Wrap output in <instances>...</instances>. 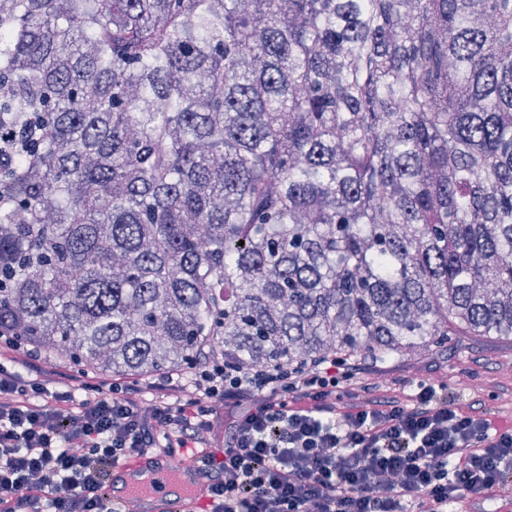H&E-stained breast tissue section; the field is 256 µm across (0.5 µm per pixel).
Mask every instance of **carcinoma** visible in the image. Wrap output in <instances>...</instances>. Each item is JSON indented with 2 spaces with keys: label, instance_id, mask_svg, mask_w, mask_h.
I'll return each instance as SVG.
<instances>
[{
  "label": "carcinoma",
  "instance_id": "cac0c4a2",
  "mask_svg": "<svg viewBox=\"0 0 512 512\" xmlns=\"http://www.w3.org/2000/svg\"><path fill=\"white\" fill-rule=\"evenodd\" d=\"M0 115V330L82 374L512 336V0H0ZM16 138L13 128L7 132L0 128V171L11 166L12 159L19 154L20 147L23 151H27L23 144L17 142Z\"/></svg>",
  "mask_w": 512,
  "mask_h": 512
}]
</instances>
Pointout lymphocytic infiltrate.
Masks as SVG:
<instances>
[{
    "label": "lymphocytic infiltrate",
    "mask_w": 512,
    "mask_h": 512,
    "mask_svg": "<svg viewBox=\"0 0 512 512\" xmlns=\"http://www.w3.org/2000/svg\"><path fill=\"white\" fill-rule=\"evenodd\" d=\"M154 451L195 464L201 512H512V421L444 382L211 353L83 380L0 335V512H117L110 471Z\"/></svg>",
    "instance_id": "lymphocytic-infiltrate-1"
}]
</instances>
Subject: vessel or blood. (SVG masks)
I'll list each match as a JSON object with an SVG mask.
<instances>
[{"mask_svg":"<svg viewBox=\"0 0 512 512\" xmlns=\"http://www.w3.org/2000/svg\"><path fill=\"white\" fill-rule=\"evenodd\" d=\"M105 491L122 512H191L206 494L195 470L174 469L170 457L159 453L119 463Z\"/></svg>","mask_w":512,"mask_h":512,"instance_id":"1","label":"vessel or blood"}]
</instances>
